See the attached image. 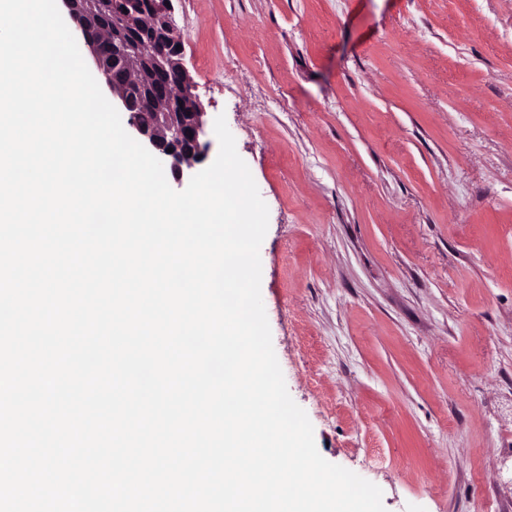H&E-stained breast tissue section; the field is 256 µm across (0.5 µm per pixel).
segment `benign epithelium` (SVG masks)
<instances>
[{
    "mask_svg": "<svg viewBox=\"0 0 512 512\" xmlns=\"http://www.w3.org/2000/svg\"><path fill=\"white\" fill-rule=\"evenodd\" d=\"M77 24L96 69L112 61L124 71V80L109 84L115 105L127 114V125L135 139L153 153L180 183L195 174L210 145L206 112L195 85L182 63L183 51L165 0H63ZM112 9L114 29L91 33L90 21ZM159 27L167 47L159 49L147 37ZM165 76L169 84L160 96L150 97L152 111H141L142 103L131 90L151 76ZM173 152H168V149Z\"/></svg>",
    "mask_w": 512,
    "mask_h": 512,
    "instance_id": "benign-epithelium-1",
    "label": "benign epithelium"
}]
</instances>
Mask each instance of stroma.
I'll use <instances>...</instances> for the list:
<instances>
[{
  "mask_svg": "<svg viewBox=\"0 0 512 512\" xmlns=\"http://www.w3.org/2000/svg\"><path fill=\"white\" fill-rule=\"evenodd\" d=\"M173 7L320 454L386 512H512V0Z\"/></svg>",
  "mask_w": 512,
  "mask_h": 512,
  "instance_id": "1",
  "label": "stroma"
}]
</instances>
